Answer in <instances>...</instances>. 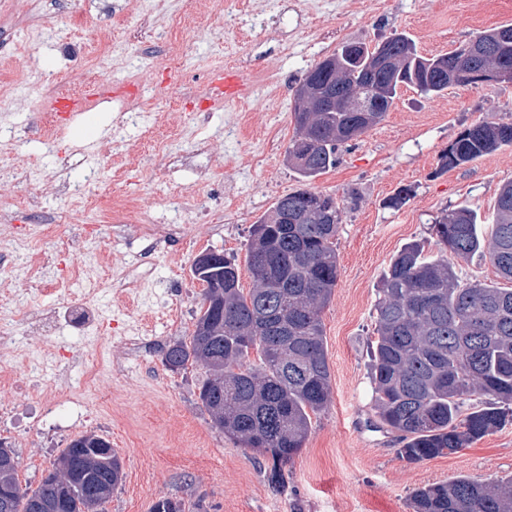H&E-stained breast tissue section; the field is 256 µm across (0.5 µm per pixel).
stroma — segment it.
<instances>
[{
	"mask_svg": "<svg viewBox=\"0 0 512 512\" xmlns=\"http://www.w3.org/2000/svg\"><path fill=\"white\" fill-rule=\"evenodd\" d=\"M308 2L223 0L203 12L198 0H0V262L14 269L0 282V319L19 304L48 313L98 289L109 329H31L22 345L52 352L61 368L78 352L112 361L82 409L61 395L48 412L38 390L0 385V443L15 449L21 483L38 485L70 439L90 432L110 440L124 464L103 512H152L166 497L185 512L199 501L206 512H412L416 488L512 473V421L456 454L402 460L399 433L378 425L369 379L391 259L413 242L445 257L435 221L466 206L490 224L500 187L512 181V147L439 168L464 129L512 122V84L452 86L432 98L401 87L380 124L339 148L335 168L306 183L286 161L294 90L317 62L346 42L373 46L395 33L421 55L445 54L512 25V0H323L317 12ZM171 56L186 68L174 87L164 73ZM219 68L245 76L246 97L200 110ZM90 89L117 101L88 149L69 133L47 142L45 115L7 103L21 94L38 106ZM303 187L344 209L339 278L322 312L333 398L277 489L270 458L213 426L199 400L204 369L169 370L163 355L190 336L202 305L195 257L234 256L241 287L251 288V226ZM128 197L169 240L151 256L112 219ZM19 224L51 225L41 266L16 250ZM89 224L104 260L60 256L59 242L82 240Z\"/></svg>",
	"mask_w": 512,
	"mask_h": 512,
	"instance_id": "obj_1",
	"label": "stroma"
}]
</instances>
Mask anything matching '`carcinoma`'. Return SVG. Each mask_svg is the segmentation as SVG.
<instances>
[{
	"instance_id": "obj_1",
	"label": "carcinoma",
	"mask_w": 512,
	"mask_h": 512,
	"mask_svg": "<svg viewBox=\"0 0 512 512\" xmlns=\"http://www.w3.org/2000/svg\"><path fill=\"white\" fill-rule=\"evenodd\" d=\"M398 67L377 65L380 45L341 48L331 69L313 75L310 111L294 113L288 160L305 181L336 165L339 147L385 117L398 89L432 97L448 90L443 70L477 72L496 55L512 67V26L484 31L467 44L426 57L403 33L389 37ZM370 100L362 116L345 98ZM512 146V123L481 121L450 144L441 167L454 168ZM343 208L332 196L299 189L280 197L252 225L247 257L254 278L240 288L235 257L209 267L203 302L188 339L163 357L172 370H207L199 399L212 423L243 448L271 458V484L284 486L282 465L304 447L312 416L328 408L332 376L321 312L338 280L336 235ZM439 244L460 257H489L512 281V182L499 191L490 236L467 207L433 225ZM376 308L371 383L380 424L401 433L399 456L416 463L452 455L495 432L512 415V288L462 286L445 259L413 244L391 261ZM260 363H247L251 352ZM124 477L111 443L80 435L57 457L50 477L22 486L12 449L0 444V512H97ZM413 512H512V474L490 482L458 477L412 492Z\"/></svg>"
}]
</instances>
